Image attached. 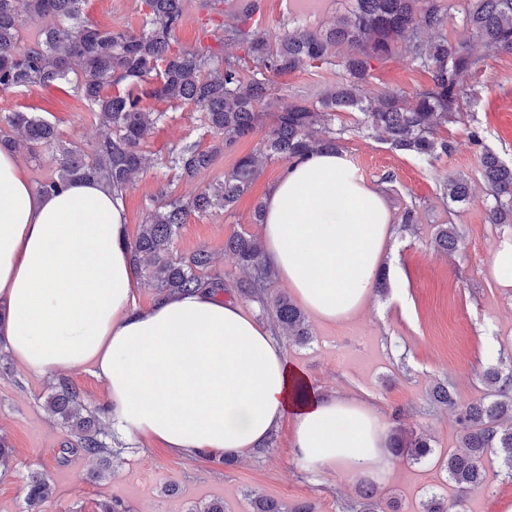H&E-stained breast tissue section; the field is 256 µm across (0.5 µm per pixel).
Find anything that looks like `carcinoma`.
<instances>
[{
    "instance_id": "obj_1",
    "label": "carcinoma",
    "mask_w": 512,
    "mask_h": 512,
    "mask_svg": "<svg viewBox=\"0 0 512 512\" xmlns=\"http://www.w3.org/2000/svg\"><path fill=\"white\" fill-rule=\"evenodd\" d=\"M224 2V45L236 46L241 56L220 58L209 48L175 45L184 17L185 0H140L141 30L102 31L81 21L86 0H0V91L22 86H55L75 75L73 92L87 101L104 134L91 155L61 144L53 125L30 112L0 113V146L15 148L25 139L56 153L57 170L38 185L53 193L75 180H94L123 190L144 164L143 144L148 132L167 118L151 102L189 105L203 115L214 136L207 149L175 146L168 152L170 168L181 180H192L209 169L216 157L242 138L258 135L259 151L289 164L307 154L341 151L350 132L377 133L396 151L420 159H439L454 151L440 132L464 120L461 102L477 95L467 78L482 61L512 54V0H459L460 14L470 38L483 46L472 52L467 42L448 35L454 0H347L348 11L324 29L284 26L270 34L254 15L261 0H245L233 10ZM23 3L35 19H52L40 28L35 42L24 46L20 34ZM400 56L426 77L412 91L386 88L371 91L376 65ZM336 72V84L317 101L290 100L261 124L263 108L275 90V78L304 67ZM342 112L358 114L356 126L336 124ZM470 144L480 149L481 179L485 186L486 218L490 224H512V162L501 159L484 143L482 132L469 131ZM259 173L251 154L238 158L224 180L209 184L185 200L171 191L149 211L130 243L136 272L151 282L157 296L195 293L206 289L214 296L228 292L224 276L206 274L210 256L197 251L175 256L172 245L187 217L213 209L229 212ZM442 196L466 205L472 195L468 180L447 179ZM459 241L456 226L438 225L432 243L451 254ZM243 268L245 277L233 292L271 307L278 329L299 343L311 332L302 310L285 294L270 297L267 286L273 271L264 263L262 243L254 235L233 233L224 242ZM487 395L468 405L458 404L452 387L439 383L430 401L452 410L460 427L462 452L448 454L444 470L457 489L454 512H466L467 497L483 487L481 460L501 448L512 470V373L492 368L485 372ZM48 413L73 438L65 453H80L107 464L120 453L107 442V408H89L69 379L60 377L46 401ZM391 448L421 462L431 454L423 434L401 430L391 437ZM55 494L51 480L41 472L26 478V512H42ZM252 512H313L312 505L293 509L260 494L252 495ZM345 512H378L372 483L359 487V499L342 505Z\"/></svg>"
}]
</instances>
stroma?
Wrapping results in <instances>:
<instances>
[{
  "mask_svg": "<svg viewBox=\"0 0 512 512\" xmlns=\"http://www.w3.org/2000/svg\"><path fill=\"white\" fill-rule=\"evenodd\" d=\"M82 18L104 30L141 28L139 0H87ZM336 81L335 73L309 67L279 77L270 109L278 111L293 98H316ZM473 83L479 98L466 105L463 122L444 132L455 146L450 156L428 161L374 138L346 135L343 153L367 182L379 187L391 214L414 205L419 222L395 234L400 281H388L385 292L372 293L353 322L338 325L314 319L310 342L284 341L289 361L323 396L357 398L378 411L389 428L428 435L433 449L429 461L390 456L388 475L376 482L383 512H420L429 497L448 503L456 495L442 462L449 452L459 450L460 430L451 411L430 405L429 388L451 382L458 402L467 404L485 396L486 370H512L503 361L512 356V287H503L493 272L496 249L512 242V225L487 222L480 155L468 141L470 128L480 127L486 146L512 161V55L486 59ZM15 111L36 113L56 127L60 139L88 153L101 135L89 104L65 82L0 93V113ZM166 112L165 122L144 145L145 170L125 190L127 233L132 237L150 208L161 201L162 190L190 197L223 179L240 156L258 149V137L241 139L193 181L175 180L164 163L171 146L187 143L205 149L213 136L190 106L173 105ZM260 170L233 212L215 209L189 215L173 243L178 254L207 251L214 271L230 285L243 271L225 252L224 241L235 232L259 234L252 211L284 165L265 160ZM388 172L394 175L390 184L381 180ZM447 176L465 177L471 185L472 203L456 213L447 211L437 197ZM448 222L459 231V249L451 256L432 244L437 225ZM53 384V378L12 361L0 367V435H6L13 448V472L0 478V512H25L24 480L34 471L46 474L55 487L44 512H94L98 501L112 498L125 501L132 512H188L213 499L223 501L224 512H251L255 493L289 507L309 503L315 512H341L342 504L357 497L359 479L310 470L293 456L288 420L277 428L273 448L238 457L230 466L218 453L183 456L157 441L125 439L105 477L93 479L97 460L80 454L60 458L68 433L45 409ZM483 467L486 485L467 500V512H512V471L502 453L488 454Z\"/></svg>",
  "mask_w": 512,
  "mask_h": 512,
  "instance_id": "stroma-1",
  "label": "stroma"
}]
</instances>
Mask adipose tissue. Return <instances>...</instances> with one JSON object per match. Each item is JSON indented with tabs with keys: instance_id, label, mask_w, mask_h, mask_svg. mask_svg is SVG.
<instances>
[{
	"instance_id": "ef3b65f1",
	"label": "adipose tissue",
	"mask_w": 512,
	"mask_h": 512,
	"mask_svg": "<svg viewBox=\"0 0 512 512\" xmlns=\"http://www.w3.org/2000/svg\"><path fill=\"white\" fill-rule=\"evenodd\" d=\"M394 240L383 194L342 154L294 161L265 198V263L325 323L358 315ZM135 284L121 196L96 181L37 192L0 149V344L14 360L42 376L92 365L112 430L176 453L242 455L288 419L308 468L383 474L382 416L320 395L269 327L205 290L142 310Z\"/></svg>"
}]
</instances>
